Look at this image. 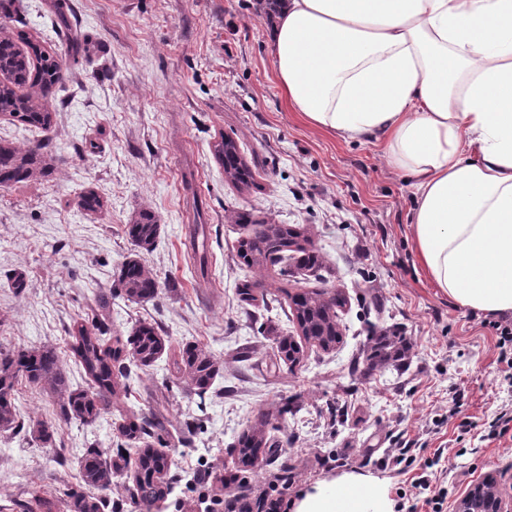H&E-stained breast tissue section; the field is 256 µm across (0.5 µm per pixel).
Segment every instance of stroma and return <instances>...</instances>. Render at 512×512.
Segmentation results:
<instances>
[{"instance_id":"obj_1","label":"stroma","mask_w":512,"mask_h":512,"mask_svg":"<svg viewBox=\"0 0 512 512\" xmlns=\"http://www.w3.org/2000/svg\"><path fill=\"white\" fill-rule=\"evenodd\" d=\"M80 42L70 45L54 0H17L24 31L65 54L66 79L49 102L57 114L56 169L0 188V348L51 347L71 387L88 380L67 347L74 319L92 317L109 337L128 338L146 320L170 351L135 369L121 408L163 419L159 445L172 465L173 492L160 512H210L202 493L237 495L234 446L246 429L278 425L281 448L262 453L251 499L300 493L344 472L388 483L391 497L410 491L411 474L379 460L398 437L419 439L420 458L441 453L445 512L487 473L512 495V435L491 438L487 424L506 394L498 378L494 316L461 307L426 278L412 246L409 216L416 188L373 142L347 143L289 111L267 48L269 20L257 0H68ZM234 138L254 171L249 186L228 181L213 146ZM96 191L98 213L78 205V188ZM206 211L208 282L198 281L189 241L192 202ZM160 220L151 250L125 234L141 209ZM244 211L250 223L234 224ZM291 224L322 262L318 271L243 265L237 242L255 224ZM137 255L161 284L141 303L94 298L115 286L127 256ZM24 272L27 286L11 281ZM254 287L242 302L240 283ZM332 289L341 339L325 350L303 343L294 366L277 342L299 336L288 296ZM404 337L402 368L369 367L376 336ZM205 346L221 366L206 400L182 382L173 352ZM463 403L448 414V393ZM202 430L188 434L187 421ZM134 453L112 415L61 424L53 444L24 432L0 433V512H20L30 493L53 495L78 482L86 449Z\"/></svg>"}]
</instances>
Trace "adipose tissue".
I'll use <instances>...</instances> for the list:
<instances>
[{"label": "adipose tissue", "mask_w": 512, "mask_h": 512, "mask_svg": "<svg viewBox=\"0 0 512 512\" xmlns=\"http://www.w3.org/2000/svg\"><path fill=\"white\" fill-rule=\"evenodd\" d=\"M268 51L289 108L380 141L414 180L416 257L459 305L512 314V0H280ZM295 512H394L345 472Z\"/></svg>", "instance_id": "1"}]
</instances>
